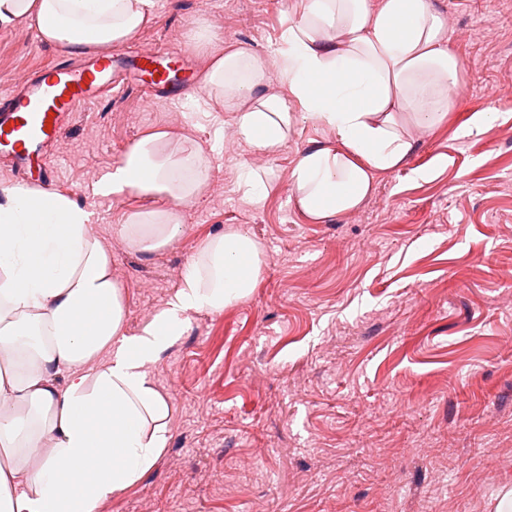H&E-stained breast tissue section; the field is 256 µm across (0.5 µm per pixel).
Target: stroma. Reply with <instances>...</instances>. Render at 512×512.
<instances>
[{
  "label": "stroma",
  "instance_id": "obj_1",
  "mask_svg": "<svg viewBox=\"0 0 512 512\" xmlns=\"http://www.w3.org/2000/svg\"><path fill=\"white\" fill-rule=\"evenodd\" d=\"M295 2L158 0L123 49L174 51L200 72L190 34L203 22L271 55ZM436 5L461 66L455 107L350 214L314 223L290 199L301 153L334 142L310 120L265 160L273 174L255 203L239 186L256 156L234 113L175 123L182 101L137 84L76 112L53 156L56 188L92 212L104 247L146 201L94 185L144 133L173 127L211 165L173 243L112 256L127 334L172 300L205 239L238 230L264 254L253 292L189 313L152 368L169 444L99 512H495L512 487V0ZM60 58L35 30H0V97ZM478 112L494 116L479 130Z\"/></svg>",
  "mask_w": 512,
  "mask_h": 512
}]
</instances>
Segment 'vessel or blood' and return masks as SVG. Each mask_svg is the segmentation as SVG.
Wrapping results in <instances>:
<instances>
[{
    "label": "vessel or blood",
    "instance_id": "1",
    "mask_svg": "<svg viewBox=\"0 0 512 512\" xmlns=\"http://www.w3.org/2000/svg\"><path fill=\"white\" fill-rule=\"evenodd\" d=\"M149 76L150 95L179 98L195 86L180 76L176 56L145 49L126 56L106 49L64 60L27 76L0 99V163L24 175L32 155L52 158L78 108L113 86Z\"/></svg>",
    "mask_w": 512,
    "mask_h": 512
}]
</instances>
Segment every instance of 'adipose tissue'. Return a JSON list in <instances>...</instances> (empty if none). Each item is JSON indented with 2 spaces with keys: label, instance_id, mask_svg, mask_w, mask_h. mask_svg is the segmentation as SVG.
Returning a JSON list of instances; mask_svg holds the SVG:
<instances>
[{
  "label": "adipose tissue",
  "instance_id": "adipose-tissue-1",
  "mask_svg": "<svg viewBox=\"0 0 512 512\" xmlns=\"http://www.w3.org/2000/svg\"><path fill=\"white\" fill-rule=\"evenodd\" d=\"M157 0H0V28H35L65 54L126 43L155 21ZM274 56L245 47L207 55L187 111L236 115L234 135L273 157L299 118L329 128L332 146L303 152L292 198L308 220L356 211L377 174L401 166L419 136L443 122L461 89L435 0H297ZM282 92H267L271 77ZM211 177L201 151L166 130L138 140L95 185L153 204L126 215L128 248L155 252L181 232L183 210ZM263 252L229 231L184 265L167 308L127 335L112 255L93 214L69 194L0 186V512H97L135 484L169 443L170 406L148 371L189 311L223 310L254 290ZM111 357L93 366L101 350ZM42 450L31 460L26 450Z\"/></svg>",
  "mask_w": 512,
  "mask_h": 512
}]
</instances>
